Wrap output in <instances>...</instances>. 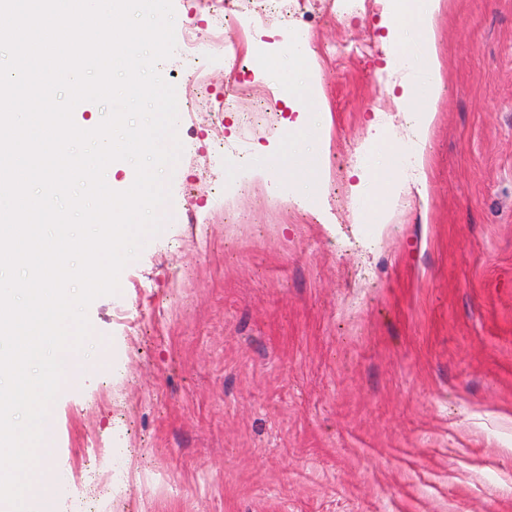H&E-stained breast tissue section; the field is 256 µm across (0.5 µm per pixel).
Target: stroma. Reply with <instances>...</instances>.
<instances>
[{
  "label": "stroma",
  "mask_w": 512,
  "mask_h": 512,
  "mask_svg": "<svg viewBox=\"0 0 512 512\" xmlns=\"http://www.w3.org/2000/svg\"><path fill=\"white\" fill-rule=\"evenodd\" d=\"M197 4L173 0L157 65L180 94ZM445 4L413 180L384 165L408 127L389 0L343 20L273 0L258 30L242 0L177 128L171 219L90 304L85 368L52 406L57 512H512V0ZM364 34L371 57L328 55ZM287 67L305 102L244 122ZM234 150L281 165L245 182ZM371 168L406 200L383 223L355 206ZM97 448L123 449L120 481L89 482Z\"/></svg>",
  "instance_id": "obj_1"
}]
</instances>
